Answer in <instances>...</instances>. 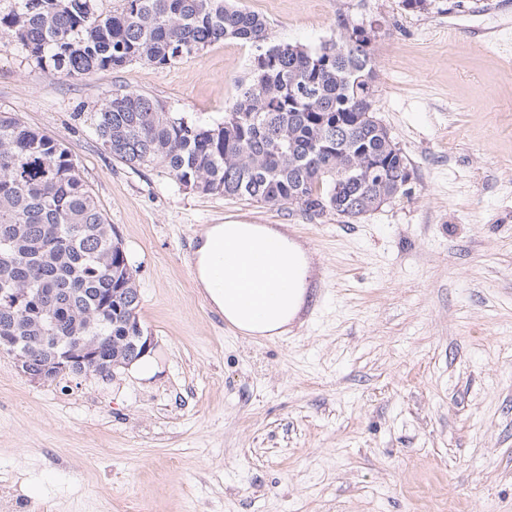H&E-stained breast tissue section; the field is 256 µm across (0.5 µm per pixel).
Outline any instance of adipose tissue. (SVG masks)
I'll return each mask as SVG.
<instances>
[{
	"label": "adipose tissue",
	"mask_w": 512,
	"mask_h": 512,
	"mask_svg": "<svg viewBox=\"0 0 512 512\" xmlns=\"http://www.w3.org/2000/svg\"><path fill=\"white\" fill-rule=\"evenodd\" d=\"M312 272L310 249L288 232L229 220L200 233L193 276L241 334L275 337L297 320Z\"/></svg>",
	"instance_id": "adipose-tissue-1"
}]
</instances>
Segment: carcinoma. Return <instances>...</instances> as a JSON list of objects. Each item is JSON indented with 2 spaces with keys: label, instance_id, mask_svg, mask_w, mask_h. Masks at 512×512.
<instances>
[{
  "label": "carcinoma",
  "instance_id": "carcinoma-1",
  "mask_svg": "<svg viewBox=\"0 0 512 512\" xmlns=\"http://www.w3.org/2000/svg\"><path fill=\"white\" fill-rule=\"evenodd\" d=\"M12 0L0 31L37 64L66 76L133 62L169 67L230 36L250 45V75L221 121L169 111L137 92L112 96L90 117L94 133L126 165L159 164L178 187L309 217L332 211L351 224L406 195V157L374 120L376 27L337 16L317 48L277 44L266 19L231 0ZM135 260L123 246L72 150L0 113V289L27 288L62 308L47 332L42 312L0 302V336L32 349L27 371L50 382L64 374L53 354L99 339L100 369L132 335L126 313L141 303Z\"/></svg>",
  "mask_w": 512,
  "mask_h": 512
}]
</instances>
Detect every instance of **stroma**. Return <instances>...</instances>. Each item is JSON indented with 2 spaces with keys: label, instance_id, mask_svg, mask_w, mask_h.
Returning a JSON list of instances; mask_svg holds the SVG:
<instances>
[{
  "label": "stroma",
  "instance_id": "stroma-1",
  "mask_svg": "<svg viewBox=\"0 0 512 512\" xmlns=\"http://www.w3.org/2000/svg\"><path fill=\"white\" fill-rule=\"evenodd\" d=\"M310 47L374 23L376 113L409 194L357 223L182 190L112 157L118 91L220 121L249 72L227 38L173 67L65 76L0 33V112L68 146L140 266L151 370L31 382L0 357L10 512H512V0H237ZM288 226L323 278L275 340L196 288L195 228Z\"/></svg>",
  "mask_w": 512,
  "mask_h": 512
}]
</instances>
